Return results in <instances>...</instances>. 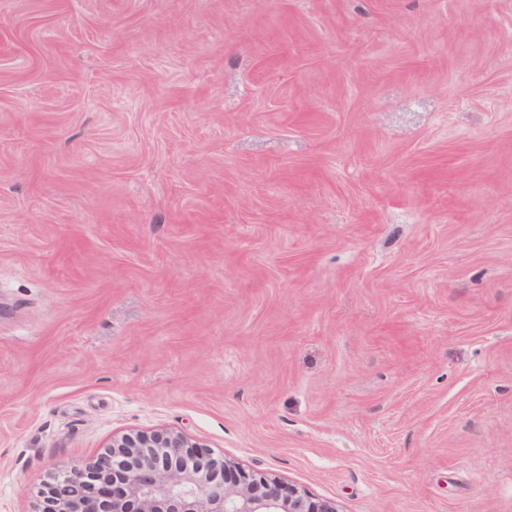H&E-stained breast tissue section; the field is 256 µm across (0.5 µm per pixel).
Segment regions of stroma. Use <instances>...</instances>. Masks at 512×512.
I'll list each match as a JSON object with an SVG mask.
<instances>
[{
    "label": "stroma",
    "instance_id": "1",
    "mask_svg": "<svg viewBox=\"0 0 512 512\" xmlns=\"http://www.w3.org/2000/svg\"><path fill=\"white\" fill-rule=\"evenodd\" d=\"M0 304V512L150 430L512 512V0H0Z\"/></svg>",
    "mask_w": 512,
    "mask_h": 512
}]
</instances>
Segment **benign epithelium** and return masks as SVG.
<instances>
[{"instance_id": "benign-epithelium-1", "label": "benign epithelium", "mask_w": 512, "mask_h": 512, "mask_svg": "<svg viewBox=\"0 0 512 512\" xmlns=\"http://www.w3.org/2000/svg\"><path fill=\"white\" fill-rule=\"evenodd\" d=\"M34 512H338L264 473L246 470L181 433L112 438L92 461L57 478Z\"/></svg>"}]
</instances>
